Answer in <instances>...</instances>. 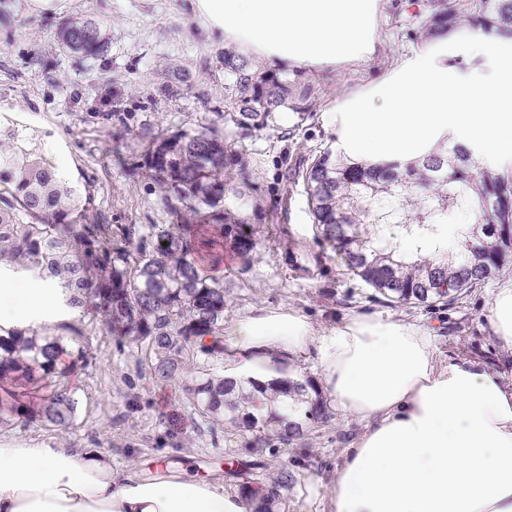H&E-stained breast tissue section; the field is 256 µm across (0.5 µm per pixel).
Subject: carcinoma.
<instances>
[{"label": "carcinoma", "mask_w": 512, "mask_h": 512, "mask_svg": "<svg viewBox=\"0 0 512 512\" xmlns=\"http://www.w3.org/2000/svg\"><path fill=\"white\" fill-rule=\"evenodd\" d=\"M425 39L461 27L496 29L512 38V0H425L410 16ZM59 48L99 58L110 48L105 22L73 18L57 35ZM224 123L240 128L267 125L272 112L294 104L288 77L255 69L226 48ZM150 144L140 167L153 180L172 221L112 231L109 224L78 208L77 191L23 128L0 125V262L22 267L37 281L52 280L64 304L86 305L102 330L122 343H136L151 359V377L163 386L181 379L190 353L220 360L221 347L203 338L224 337V279L207 274L199 247L229 241L247 259L254 241L245 218L226 207L247 186L229 134L211 124L200 131L170 135L143 130ZM321 240L347 267L394 302L431 304L479 288L500 270L511 242L502 228L512 224V178L475 162L471 150L450 144L421 163L399 170L365 169L323 151L303 175ZM398 204L426 228L473 216L472 237L454 254L457 267L417 259L407 262L370 248L359 231L367 207ZM86 333L79 327L49 335L40 329L0 326V425L14 419L66 431L78 418L79 399L70 377L89 366ZM311 384L286 380L279 392L310 404L301 418L273 431L284 444L299 440L306 425L327 420L320 398H308ZM186 404L216 431L257 428L260 386L246 391L224 373L199 367L182 385ZM266 441L245 448L260 466ZM294 472L283 466L276 477L255 483L252 512H286L284 491Z\"/></svg>", "instance_id": "cac0c4a2"}]
</instances>
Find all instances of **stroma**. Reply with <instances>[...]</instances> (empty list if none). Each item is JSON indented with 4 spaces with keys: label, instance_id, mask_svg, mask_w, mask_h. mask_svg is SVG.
Here are the masks:
<instances>
[{
    "label": "stroma",
    "instance_id": "stroma-1",
    "mask_svg": "<svg viewBox=\"0 0 512 512\" xmlns=\"http://www.w3.org/2000/svg\"><path fill=\"white\" fill-rule=\"evenodd\" d=\"M411 0H385L380 20L382 48L369 63L333 72L297 71L292 86L306 90L302 111L281 109L266 127L233 129L235 147L251 183L241 206L256 245L248 261L225 250L217 276L224 279V324L258 310L291 309L328 331L350 313H382L426 324L443 358L485 363L512 381V353L492 336L489 310L500 280L512 277V251L497 278L431 305L388 301L353 274L321 240L302 174L320 151L336 146L321 113L346 89L380 76L415 47L406 18ZM92 15L108 23L106 56L85 59L60 50L55 33L68 19ZM222 45L211 41L186 0H61L58 13L35 14L27 0H14L0 23V118L40 135L59 172L78 191L79 207L112 225L167 224L171 217L144 173L138 172L151 126L173 132L198 129L224 109ZM125 116L121 134L97 118ZM84 328L90 364L78 379L79 417L59 431L12 421L1 439L75 449L110 457L113 469L143 476L156 458L171 470L238 489L227 475L253 433L232 428L211 432L185 405L180 384L156 385L145 351L117 344L89 310L55 313L48 327ZM361 424L334 414L309 425L300 444L269 441L254 479L289 467L295 480L286 493L288 512H331L328 485L344 448Z\"/></svg>",
    "mask_w": 512,
    "mask_h": 512
}]
</instances>
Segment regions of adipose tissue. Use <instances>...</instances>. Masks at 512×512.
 I'll return each instance as SVG.
<instances>
[{
  "instance_id": "obj_1",
  "label": "adipose tissue",
  "mask_w": 512,
  "mask_h": 512,
  "mask_svg": "<svg viewBox=\"0 0 512 512\" xmlns=\"http://www.w3.org/2000/svg\"><path fill=\"white\" fill-rule=\"evenodd\" d=\"M216 43L288 70L333 71L378 52L382 0H188ZM491 75H484V67ZM343 158L398 168L448 143L477 159L512 156V40L465 30L439 35L376 80L346 91L321 116ZM56 288L0 281V325L43 318ZM512 351V278L490 316ZM224 376L237 385L294 377L314 352L342 417L361 434L344 449L328 490L332 512H512V383L472 360L443 359L432 330L351 313L328 333L291 310L235 321ZM0 512H250L244 496L157 467L122 477L96 451L0 440Z\"/></svg>"
}]
</instances>
